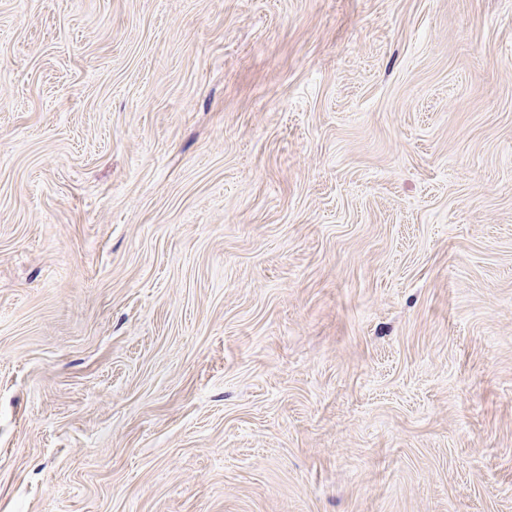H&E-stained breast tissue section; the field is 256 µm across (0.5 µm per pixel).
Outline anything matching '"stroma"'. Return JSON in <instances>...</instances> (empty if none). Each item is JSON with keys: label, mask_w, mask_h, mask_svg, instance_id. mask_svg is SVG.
Segmentation results:
<instances>
[{"label": "stroma", "mask_w": 512, "mask_h": 512, "mask_svg": "<svg viewBox=\"0 0 512 512\" xmlns=\"http://www.w3.org/2000/svg\"><path fill=\"white\" fill-rule=\"evenodd\" d=\"M0 512H512V0H0Z\"/></svg>", "instance_id": "obj_1"}]
</instances>
